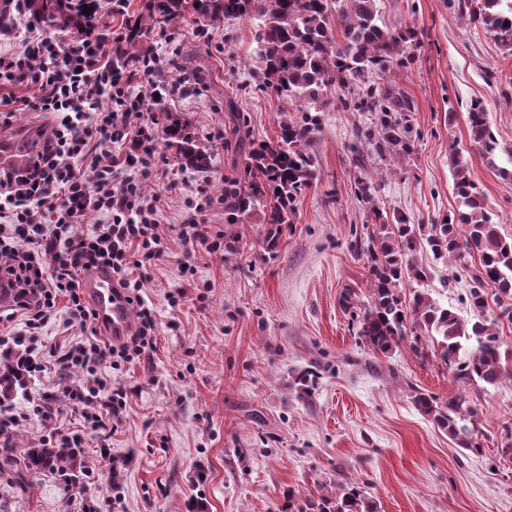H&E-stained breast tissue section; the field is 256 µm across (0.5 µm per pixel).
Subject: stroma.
Instances as JSON below:
<instances>
[{"mask_svg": "<svg viewBox=\"0 0 512 512\" xmlns=\"http://www.w3.org/2000/svg\"><path fill=\"white\" fill-rule=\"evenodd\" d=\"M377 7L382 25L419 32L413 66L391 80L415 103V152L398 159L366 143L355 162L354 136L373 127L374 116L329 104L311 148L321 179L299 198L272 254L262 247L260 214L225 225L220 199L225 172L241 163L225 143L237 119L258 142L273 137L282 111L296 109L251 87L260 64L253 21L204 27L189 18L171 36L141 44V53L166 61L161 79L200 80L198 92L168 98L166 108L211 153L206 172L188 170L157 139L166 162L145 192L160 196L162 223L187 224L194 217L187 201L208 181V231L235 235L236 250L198 253L185 273L175 260L181 243L170 239L171 258L141 292L158 318L154 350L102 371L127 394L110 437L84 424L55 371L11 395L25 410L29 392L52 394L61 432L82 439L79 478L33 471L16 484L1 472L0 512H79L86 486L98 504L122 495V512H296L290 498L351 484L378 512H512V458L499 455L502 429L512 426V379L458 389L434 360L364 347L341 306L347 288H356L360 305L370 296L367 260L349 247L369 222L356 195L361 174L371 175L387 209L428 224L456 206L449 155L458 151L493 221L512 237V175H502L512 172V57L462 18L455 0H377ZM474 99L498 139L491 164L468 137L465 106ZM181 287L185 301L170 306L168 294ZM460 390L479 412V456L458 448L413 402L418 391L444 401ZM51 439L33 414L0 436V448L20 461ZM104 446L128 465L111 471Z\"/></svg>", "mask_w": 512, "mask_h": 512, "instance_id": "obj_1", "label": "stroma"}]
</instances>
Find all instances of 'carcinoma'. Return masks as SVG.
Returning a JSON list of instances; mask_svg holds the SVG:
<instances>
[{"instance_id":"cac0c4a2","label":"carcinoma","mask_w":512,"mask_h":512,"mask_svg":"<svg viewBox=\"0 0 512 512\" xmlns=\"http://www.w3.org/2000/svg\"><path fill=\"white\" fill-rule=\"evenodd\" d=\"M458 7L470 24L480 25L512 55V0H458ZM30 8L35 18L51 26L77 30L85 23L84 9L99 11V0H31ZM188 16L211 22L258 19L262 66L253 72L255 88L298 103L299 114L282 115L272 139L240 141L241 166L224 174V223L237 224L243 215L261 212L269 225L266 250L278 248L282 226L293 223L298 198L319 179L310 147L320 130V112L329 104L328 88H336L343 108L377 113L379 153L392 152L398 158L413 154L409 113L414 105L380 80L409 68L419 34L413 26L393 30L378 24L377 0H143L133 25L123 11L114 9L109 16L125 25V42L112 55V68L135 71L141 64L145 78L159 72L157 63L143 62L139 45L156 30L171 28ZM149 87L144 99L150 112L166 111L170 94L197 90L181 80H151ZM466 111L470 142L494 163L498 141L485 107L474 100ZM163 134L176 148L181 167L198 172L209 168L208 151L184 125L173 120ZM450 165L457 207L431 224H413L402 213H388L375 201L372 178H357V198L371 204L372 223L379 226L374 234L350 244L367 259L371 296L360 314L354 289L343 292L341 303L355 314L358 336L367 348L386 354L406 346L421 359L433 356L464 386L495 385L512 377V348L502 347L497 331L502 319L512 324V238L502 236L492 221L458 152L450 155ZM421 251L453 264L440 275L442 287L466 277L469 307L480 313L491 299L499 309L497 320L466 321L421 288L411 300L403 299V282L425 285L434 278L431 266L415 258ZM414 403L458 447L482 455L478 411L464 396L441 403L429 393H417ZM75 454L74 448L45 444L28 449L26 467L65 475ZM300 512H375V506L359 488L341 487L334 495L305 501Z\"/></svg>"}]
</instances>
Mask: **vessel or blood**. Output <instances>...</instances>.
Wrapping results in <instances>:
<instances>
[{"label":"vessel or blood","instance_id":"1","mask_svg":"<svg viewBox=\"0 0 512 512\" xmlns=\"http://www.w3.org/2000/svg\"><path fill=\"white\" fill-rule=\"evenodd\" d=\"M84 293L96 310L97 328L102 335L118 340L131 328L128 305L119 296L112 277L103 271L94 272L83 282Z\"/></svg>","mask_w":512,"mask_h":512}]
</instances>
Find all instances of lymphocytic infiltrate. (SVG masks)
<instances>
[{
	"label": "lymphocytic infiltrate",
	"instance_id": "obj_1",
	"mask_svg": "<svg viewBox=\"0 0 512 512\" xmlns=\"http://www.w3.org/2000/svg\"><path fill=\"white\" fill-rule=\"evenodd\" d=\"M14 26L24 37L0 54V125L19 112L54 118L49 136L38 139L22 167H0V284L14 292L16 310L0 313L1 322L21 319L13 338L19 352L12 376L30 378L43 371L42 330L59 298H67L69 327H94L96 313L85 302L81 277L110 269L127 303H138L137 322L118 343L82 339L60 354V368L81 372L85 380L67 395L85 423L109 427L126 406L125 394L109 387L100 371L140 357L152 349L157 331L154 309L142 304V281L130 269L149 273L168 255V237L183 246L178 264L192 269L198 250L215 253L220 237L207 229V207L195 204L191 223L162 226L160 199L146 196L142 183L151 176L158 120L148 116L132 126L131 97L125 74L113 71L112 50L122 36L83 26L70 41L47 36L33 22L27 0H9ZM24 95H17V88ZM110 100L103 109L102 100ZM126 146L124 156L113 145ZM90 225L87 233L78 232Z\"/></svg>",
	"mask_w": 512,
	"mask_h": 512
}]
</instances>
